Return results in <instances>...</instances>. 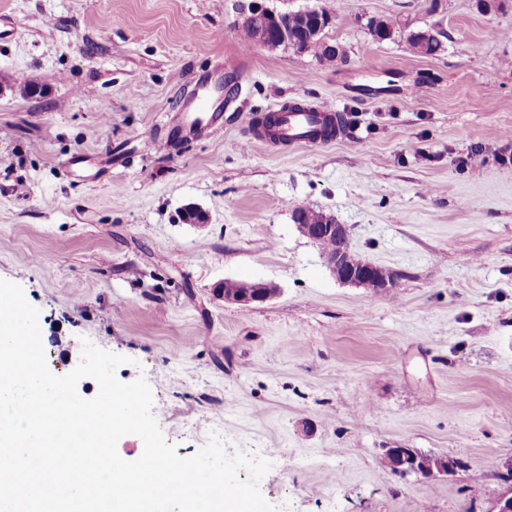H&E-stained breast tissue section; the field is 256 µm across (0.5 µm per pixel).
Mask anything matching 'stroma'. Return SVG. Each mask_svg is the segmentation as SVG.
Wrapping results in <instances>:
<instances>
[{
	"label": "stroma",
	"mask_w": 512,
	"mask_h": 512,
	"mask_svg": "<svg viewBox=\"0 0 512 512\" xmlns=\"http://www.w3.org/2000/svg\"><path fill=\"white\" fill-rule=\"evenodd\" d=\"M328 11L345 57L244 47L254 4ZM0 0V279L39 311L47 365L81 341L144 377L190 457L287 458L260 482L279 512H495L512 482V0ZM395 22L376 41L369 18ZM441 32L415 54L411 30ZM222 68L224 124L177 128ZM45 83L28 98L19 83ZM336 106L350 138L274 146L257 118ZM481 150L484 161L464 159ZM26 193H19L18 184ZM196 205L210 221L183 223ZM308 206L391 271L336 280L292 221ZM265 280L251 309L213 292ZM461 460L400 476L383 448ZM422 38V43L418 39V35L414 33V31H410L406 37V41L412 51L417 55L429 56L431 54L437 55L442 50V43L440 40L435 39L434 42H428L425 44L429 38L434 37L435 35L431 31L418 33Z\"/></svg>",
	"instance_id": "stroma-1"
}]
</instances>
